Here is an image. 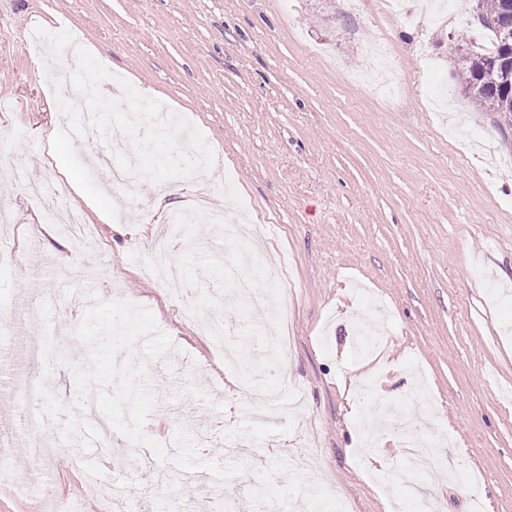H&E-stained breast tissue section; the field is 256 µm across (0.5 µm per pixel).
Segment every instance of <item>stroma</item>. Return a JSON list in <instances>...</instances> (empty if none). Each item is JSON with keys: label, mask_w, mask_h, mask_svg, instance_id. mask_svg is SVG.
I'll list each match as a JSON object with an SVG mask.
<instances>
[{"label": "stroma", "mask_w": 512, "mask_h": 512, "mask_svg": "<svg viewBox=\"0 0 512 512\" xmlns=\"http://www.w3.org/2000/svg\"><path fill=\"white\" fill-rule=\"evenodd\" d=\"M461 23L436 24L430 0H413L414 22L383 0H0V208L13 219L14 258L0 261V310L27 300L55 305L52 334L71 359L87 349L72 335L82 312L73 296L93 292L150 309L173 346L145 357L156 408L146 432L171 444L186 426L208 459L228 461L225 430L261 394L216 373L217 342L183 320L199 290L157 291L142 263L160 237H177L170 213L200 203L228 208L251 226L258 258L291 263L292 352L281 368L303 393L292 433L243 442L237 459L254 469L272 457L315 456L310 479L333 485L350 512H393L415 494L437 512H512V123L474 107L459 86L462 58L483 51L473 0H455ZM68 29L117 77L198 128L219 163L215 173L147 181L125 196L108 146L76 147L120 217L97 220L84 194L59 198L91 224L88 244L42 232L50 211L29 191L58 161L46 137L62 123L30 33ZM32 396L21 372L0 390V438L14 448L0 482V512H101L104 488L134 495L143 512H239L253 472L187 493L179 473L120 434V471L97 453L70 468L60 446L41 473L16 432L14 412ZM412 422L442 439L428 475L409 471L400 427Z\"/></svg>", "instance_id": "35a3bbf8"}]
</instances>
